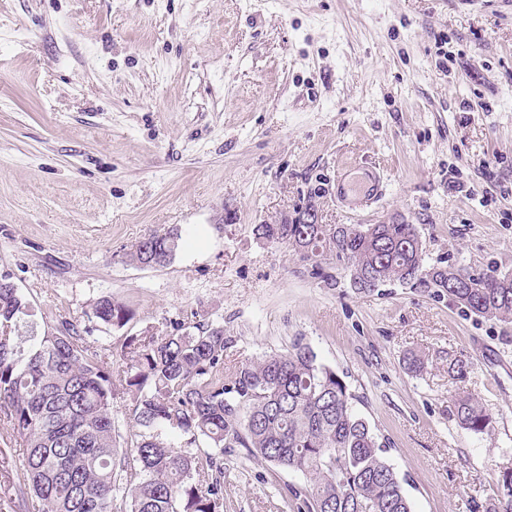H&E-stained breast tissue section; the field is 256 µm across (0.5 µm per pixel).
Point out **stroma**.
<instances>
[{
    "label": "stroma",
    "mask_w": 512,
    "mask_h": 512,
    "mask_svg": "<svg viewBox=\"0 0 512 512\" xmlns=\"http://www.w3.org/2000/svg\"><path fill=\"white\" fill-rule=\"evenodd\" d=\"M486 191L469 195L470 187ZM512 9L459 0H0V273L40 327L99 345L223 326L224 374L308 344L384 444L412 512H498L512 320L434 290L352 287L258 224H410L427 264L512 272ZM180 226L160 268L133 243ZM104 295L133 313L100 324ZM418 356L420 372L406 361ZM472 367L453 379L448 361ZM492 417L459 427L452 398ZM0 429V512H30ZM304 475L224 451V512H306Z\"/></svg>",
    "instance_id": "stroma-1"
}]
</instances>
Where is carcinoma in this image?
<instances>
[{"mask_svg":"<svg viewBox=\"0 0 512 512\" xmlns=\"http://www.w3.org/2000/svg\"><path fill=\"white\" fill-rule=\"evenodd\" d=\"M258 238L287 244L320 269L330 252L358 282L435 288L464 312L512 318V273L425 266L411 224H258ZM182 229L138 241L126 262L159 267L176 256ZM31 312L26 295L0 276V423L19 439L25 461L18 491L42 512H224V449L244 448L275 468L300 472L307 512H411L381 443L354 409V396L306 344L243 365L224 380V327L200 320L171 333L125 340L120 352L95 344L89 329L60 314L24 347L15 336ZM92 315L122 327L130 310L110 296ZM471 361L448 360L464 379ZM129 394L137 430L121 439L112 417L117 392ZM454 416L484 432L490 417L462 393ZM245 415H239L240 409ZM205 444L211 451L190 453ZM503 512H512V471L501 481Z\"/></svg>","mask_w":512,"mask_h":512,"instance_id":"carcinoma-1","label":"carcinoma"}]
</instances>
